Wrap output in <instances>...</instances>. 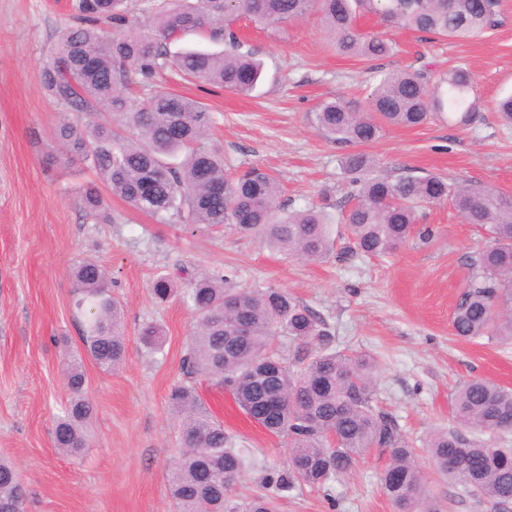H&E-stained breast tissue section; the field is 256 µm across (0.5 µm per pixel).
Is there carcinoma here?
<instances>
[{
    "label": "carcinoma",
    "mask_w": 512,
    "mask_h": 512,
    "mask_svg": "<svg viewBox=\"0 0 512 512\" xmlns=\"http://www.w3.org/2000/svg\"><path fill=\"white\" fill-rule=\"evenodd\" d=\"M126 0H77L73 23L62 34L66 53L48 60L42 85L51 100L68 112L86 116L77 125L55 130L63 152L92 168L107 190L160 224H233L267 249L320 262L331 254L384 256L409 239H427L419 226L420 208L445 202L469 224L485 231L486 245L468 256L469 276L452 318L454 334L475 341L487 338L512 344V195L441 176L407 172L391 180L372 173L374 159L363 152L345 154L341 169L352 190L347 205L331 216L326 207L289 212L280 203L282 186L270 172L250 166L230 175L224 159L207 146L215 117L200 101L168 92L129 96L134 84L172 70L237 95L254 92L263 63L242 51L234 23L248 19L272 27L319 13L336 52L364 60L393 53V43L368 34L356 18L372 15L387 26L439 38L472 39L496 26L501 0H156L147 22L128 24ZM113 29L109 35L103 25ZM206 32L224 52L170 45ZM448 113L460 125L479 117L472 73L459 65L430 82L423 69L393 71L374 87L365 107L340 98L322 103L312 123L339 144L376 141L387 127H417L434 114ZM85 216L118 223L98 188L81 196ZM343 224L348 245L334 250L332 223ZM78 285L75 308L85 315L83 353L65 357L70 400L56 421L54 446L81 457L94 406L87 396L83 357L111 371L126 360L124 311L112 297L106 270L91 259L73 267ZM183 294L197 315L184 363L229 388L247 415L264 429L288 440V467L263 477L264 492L238 502L235 486L250 466L224 424L204 409L195 388L173 387L168 400L181 416L179 455L170 465L169 491L177 512H277V499L297 483L325 489L376 450L388 456L382 489L396 508L439 512L426 492L413 448L398 423L375 409L373 360L360 351L338 350L328 324L293 295L275 288L238 289L232 276L202 274L180 290L169 275L151 283L152 296L164 302ZM286 336L297 346L287 359L273 346ZM140 340L148 350L163 348L162 330L145 325ZM272 394L285 402L278 416L265 412ZM457 423L473 431H507L512 389L473 379L453 399ZM338 440L331 444L329 433ZM464 449L465 465L448 468V456ZM424 450L438 472L466 492L497 505L512 503V448H490L467 440L457 430L430 433ZM25 488L16 467L0 460V512H22Z\"/></svg>",
    "instance_id": "1"
}]
</instances>
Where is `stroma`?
Returning a JSON list of instances; mask_svg holds the SVG:
<instances>
[{"label": "stroma", "instance_id": "stroma-1", "mask_svg": "<svg viewBox=\"0 0 512 512\" xmlns=\"http://www.w3.org/2000/svg\"><path fill=\"white\" fill-rule=\"evenodd\" d=\"M72 14V0H0V458L22 477L24 512H176L168 480L180 448L168 393L188 382L254 463L237 488L239 499L260 491L267 469L286 465V438L266 432L208 378L185 375L195 317L180 301L153 299L150 284L160 273L229 269L237 286L294 295L330 325L337 348L375 360L376 406L417 448L430 431L454 427L453 395L463 383L480 377L512 388V346L453 332L467 257L481 231L449 205L428 208L427 241L410 240L383 257L320 263L270 252L231 224H160L113 196L107 204L120 223L86 219L81 193L98 177L62 155L54 138L62 118L81 117L49 99L40 79ZM239 26L247 49L265 63L266 78L253 96L175 77L162 86L206 104L216 119L209 147L229 170L253 165L274 172L289 208L347 200L351 187L340 159L348 149L319 134L310 114L334 98L366 103L378 66H424L438 74L469 65L482 104L480 119L466 127L443 115L416 128L387 129L363 147L378 174L434 173L512 194V125L495 110L496 100L512 92V0H502L499 26L476 39L388 30L394 52L377 65L337 55L315 12L277 29L245 20ZM87 257L109 272L128 347L119 370L84 364L95 414L89 446L75 459L55 448L53 429L69 399L63 355L82 348L71 269ZM147 323L166 332L161 353L140 342ZM419 462L441 512H512V504L496 506L448 482L427 457ZM384 465L368 451L328 491L296 486L280 499L279 512H393L380 486Z\"/></svg>", "mask_w": 512, "mask_h": 512}]
</instances>
